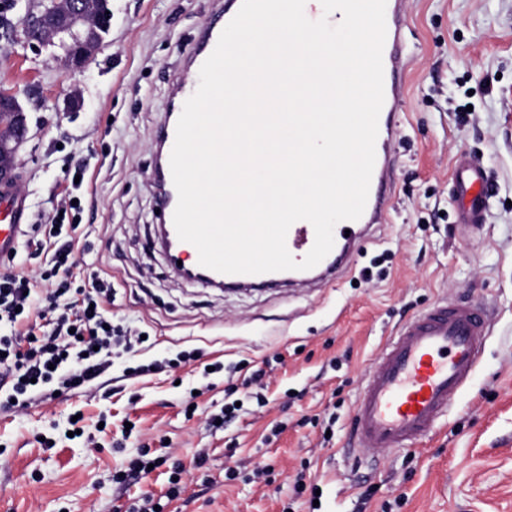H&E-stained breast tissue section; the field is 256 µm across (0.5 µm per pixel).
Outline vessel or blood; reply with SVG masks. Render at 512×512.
<instances>
[{
  "mask_svg": "<svg viewBox=\"0 0 512 512\" xmlns=\"http://www.w3.org/2000/svg\"><path fill=\"white\" fill-rule=\"evenodd\" d=\"M242 0H226L220 19L208 26L191 54L192 61L176 86L179 101L197 89L199 71L215 49L219 37L237 14ZM405 0H386L387 34L383 48L384 104L378 120L375 166L363 215L339 222L334 228V246L310 277L295 278V285L313 286L333 282L346 269L358 242L376 224L385 223L394 192V145L400 137L399 114L404 96V76L411 63L406 49ZM454 182L458 195V221L485 223L489 187L479 164L469 155L455 159ZM6 205L0 224V261L15 254L29 204L15 185L0 184V205ZM315 239L310 222L300 220L288 230L287 248L302 260ZM228 288H279L278 272L227 274ZM485 305H461L443 300L401 324L370 369L353 410L354 436L358 447L405 449L437 430L462 389L473 377L488 334Z\"/></svg>",
  "mask_w": 512,
  "mask_h": 512,
  "instance_id": "b4317fda",
  "label": "vessel or blood"
}]
</instances>
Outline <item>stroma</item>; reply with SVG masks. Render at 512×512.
I'll list each match as a JSON object with an SVG mask.
<instances>
[{
    "label": "stroma",
    "mask_w": 512,
    "mask_h": 512,
    "mask_svg": "<svg viewBox=\"0 0 512 512\" xmlns=\"http://www.w3.org/2000/svg\"><path fill=\"white\" fill-rule=\"evenodd\" d=\"M223 2L111 0L101 50L75 71L0 35V87L30 126L17 181L29 221L47 223L84 166L75 283L110 282L107 316L145 337L113 351L100 387L0 410V512H127L174 481L164 512H512V0H406L413 60L389 223L325 287L227 294L177 277L155 243L150 180L174 84ZM463 151L493 187L486 223L467 229L453 196ZM445 298L492 312L471 384L413 449L353 447L365 372L400 324ZM184 351L197 360L170 367ZM254 365L266 406L246 399L211 426L231 370ZM144 448L164 465L123 480ZM258 467L268 483L252 482Z\"/></svg>",
    "instance_id": "stroma-1"
}]
</instances>
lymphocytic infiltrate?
Wrapping results in <instances>:
<instances>
[{"mask_svg":"<svg viewBox=\"0 0 512 512\" xmlns=\"http://www.w3.org/2000/svg\"><path fill=\"white\" fill-rule=\"evenodd\" d=\"M73 224H51L37 250L49 254L42 273L0 274V407L25 408L53 398L74 385H94L107 366L114 345L132 338L108 327L102 302L111 284L92 276L88 288L72 287ZM79 363L77 374L68 371Z\"/></svg>","mask_w":512,"mask_h":512,"instance_id":"f902f5d3","label":"lymphocytic infiltrate"}]
</instances>
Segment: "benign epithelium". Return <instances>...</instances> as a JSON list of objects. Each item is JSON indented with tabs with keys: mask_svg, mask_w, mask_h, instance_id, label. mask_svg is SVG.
<instances>
[{
	"mask_svg": "<svg viewBox=\"0 0 512 512\" xmlns=\"http://www.w3.org/2000/svg\"><path fill=\"white\" fill-rule=\"evenodd\" d=\"M109 0H38L18 21L0 19V28L22 35L31 47L58 46L55 62L64 68L81 69L99 52L109 30ZM0 112H8L15 136L0 142V181L16 179L17 155L28 133L26 109L16 94L0 93Z\"/></svg>",
	"mask_w": 512,
	"mask_h": 512,
	"instance_id": "7a95c632",
	"label": "benign epithelium"
}]
</instances>
